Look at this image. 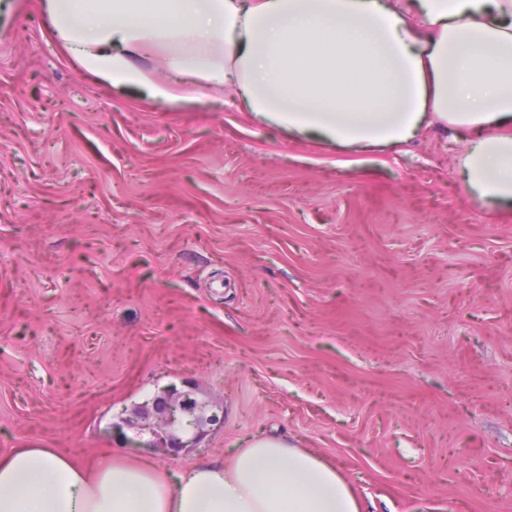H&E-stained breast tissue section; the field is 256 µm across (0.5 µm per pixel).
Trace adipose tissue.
Returning <instances> with one entry per match:
<instances>
[{
    "label": "adipose tissue",
    "mask_w": 512,
    "mask_h": 512,
    "mask_svg": "<svg viewBox=\"0 0 512 512\" xmlns=\"http://www.w3.org/2000/svg\"><path fill=\"white\" fill-rule=\"evenodd\" d=\"M88 72L162 100L147 54L221 84L259 121L341 146L398 147L423 128L472 133L469 194L512 211V0H46ZM0 512H361L344 476L261 436L177 477L137 457L82 464L0 455Z\"/></svg>",
    "instance_id": "obj_1"
}]
</instances>
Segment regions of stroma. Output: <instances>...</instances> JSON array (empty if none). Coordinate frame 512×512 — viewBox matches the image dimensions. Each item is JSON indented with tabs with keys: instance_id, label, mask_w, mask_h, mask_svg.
I'll return each mask as SVG.
<instances>
[{
	"instance_id": "35a3bbf8",
	"label": "stroma",
	"mask_w": 512,
	"mask_h": 512,
	"mask_svg": "<svg viewBox=\"0 0 512 512\" xmlns=\"http://www.w3.org/2000/svg\"><path fill=\"white\" fill-rule=\"evenodd\" d=\"M44 2L0 0V454L172 472L273 435L362 512H512V213L468 195L464 141L115 88ZM168 386L215 417L176 455L128 424Z\"/></svg>"
}]
</instances>
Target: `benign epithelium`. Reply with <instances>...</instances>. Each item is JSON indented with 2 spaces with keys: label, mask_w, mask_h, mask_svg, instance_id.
Listing matches in <instances>:
<instances>
[{
  "label": "benign epithelium",
  "mask_w": 512,
  "mask_h": 512,
  "mask_svg": "<svg viewBox=\"0 0 512 512\" xmlns=\"http://www.w3.org/2000/svg\"><path fill=\"white\" fill-rule=\"evenodd\" d=\"M152 407L153 421L140 425V431L152 436V439L146 442L149 447L178 452L186 447V442L177 434L178 427L183 425L185 419H190V424L197 430L211 421L207 416L206 403L174 389L161 391L153 399Z\"/></svg>",
  "instance_id": "benign-epithelium-1"
}]
</instances>
